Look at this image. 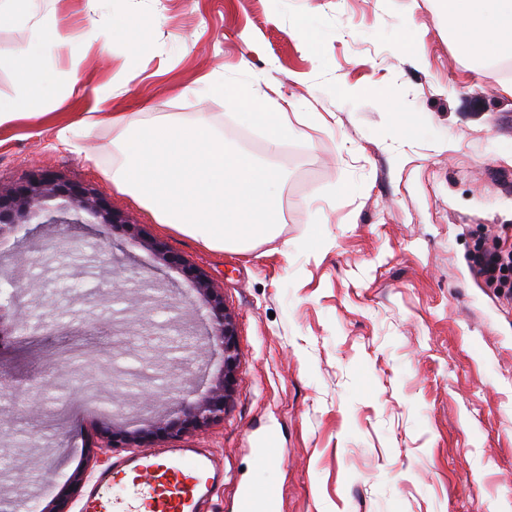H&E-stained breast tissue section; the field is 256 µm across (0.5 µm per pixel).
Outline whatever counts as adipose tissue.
Listing matches in <instances>:
<instances>
[{
  "mask_svg": "<svg viewBox=\"0 0 512 512\" xmlns=\"http://www.w3.org/2000/svg\"><path fill=\"white\" fill-rule=\"evenodd\" d=\"M448 20L461 37L463 49L481 60L512 58V0H447ZM45 39L34 33L18 55L15 78L19 96L0 98V126L38 116L57 94L44 66ZM216 96L239 105L237 120L266 130L268 143L278 147L288 138V125L276 103L258 101L237 85L215 88Z\"/></svg>",
  "mask_w": 512,
  "mask_h": 512,
  "instance_id": "adipose-tissue-1",
  "label": "adipose tissue"
}]
</instances>
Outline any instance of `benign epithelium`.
<instances>
[{
    "mask_svg": "<svg viewBox=\"0 0 512 512\" xmlns=\"http://www.w3.org/2000/svg\"><path fill=\"white\" fill-rule=\"evenodd\" d=\"M57 199L62 203L55 210H50L46 202ZM81 212L102 225L101 235L105 239L113 226L127 224L120 213L112 210L105 197L85 186L65 182L50 172L38 173L18 187L0 189V234L5 228L16 224H80ZM149 247L164 263L181 268L194 284L199 310L205 311V343L209 349L218 350L224 355V368L213 380L206 397L176 412L171 418L136 430L127 429L116 418L103 423L99 436L107 448H146L157 438L178 437L188 431L206 428L224 418L225 404L236 385L239 359L237 333L234 319L224 307V296L202 272L172 252L165 243L153 240ZM12 303L11 298L4 304L0 303V339L11 333L16 323L22 320L21 314L12 309ZM68 505V497L59 494L47 503L36 500L34 512H68Z\"/></svg>",
    "mask_w": 512,
    "mask_h": 512,
    "instance_id": "7a95c632",
    "label": "benign epithelium"
}]
</instances>
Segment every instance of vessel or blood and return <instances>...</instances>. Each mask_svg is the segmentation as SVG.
I'll use <instances>...</instances> for the list:
<instances>
[{"label":"vessel or blood","mask_w":512,"mask_h":512,"mask_svg":"<svg viewBox=\"0 0 512 512\" xmlns=\"http://www.w3.org/2000/svg\"><path fill=\"white\" fill-rule=\"evenodd\" d=\"M224 471L192 448L113 457L83 503V512H200ZM235 512H280L277 494L243 485Z\"/></svg>","instance_id":"1"}]
</instances>
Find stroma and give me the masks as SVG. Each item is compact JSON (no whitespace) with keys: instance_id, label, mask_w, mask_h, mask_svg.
<instances>
[{"instance_id":"stroma-1","label":"stroma","mask_w":512,"mask_h":512,"mask_svg":"<svg viewBox=\"0 0 512 512\" xmlns=\"http://www.w3.org/2000/svg\"><path fill=\"white\" fill-rule=\"evenodd\" d=\"M63 19L46 115L0 127V186L48 168L204 272L236 324L239 365L220 421L153 449L197 448L224 468L208 512L250 483L283 512H512V303L476 280L483 238L512 227V79L478 67L442 0H41L0 25V96L18 94V51ZM237 82L288 116V139L232 122L224 138L283 173L275 238L210 250L169 230L109 174L115 117L220 112ZM109 115L80 139L58 128ZM97 161L86 160V153ZM97 224H19L0 272L25 288L29 322L0 345V497H55L98 474L102 417L62 351L89 356L105 402L134 430L208 393L223 362L196 335L180 269ZM274 433L280 453L256 457Z\"/></svg>"}]
</instances>
